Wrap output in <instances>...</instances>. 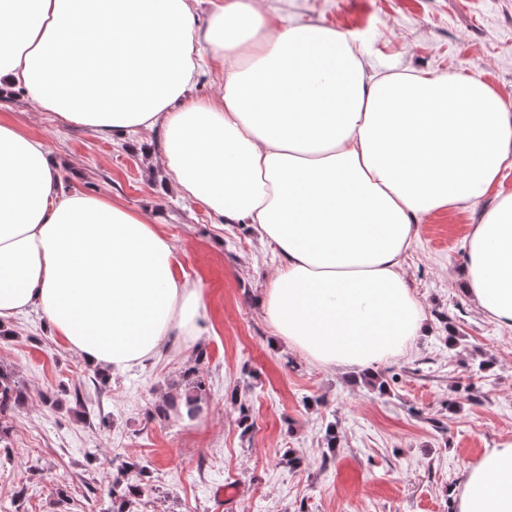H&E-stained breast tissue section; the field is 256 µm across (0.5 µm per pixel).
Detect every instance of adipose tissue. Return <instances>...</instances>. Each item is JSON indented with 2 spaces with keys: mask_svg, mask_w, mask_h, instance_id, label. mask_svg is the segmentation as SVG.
<instances>
[{
  "mask_svg": "<svg viewBox=\"0 0 512 512\" xmlns=\"http://www.w3.org/2000/svg\"><path fill=\"white\" fill-rule=\"evenodd\" d=\"M220 95L186 101L202 70ZM112 82L89 95L85 75ZM64 124L163 133L178 190L279 258L260 305L312 362L370 369L426 316L402 274L421 221L469 211L512 168V104L485 83L377 72L346 34L292 24L260 0H0V87ZM465 292L512 327V194L470 225ZM38 310L88 364L123 371L170 336L206 332L200 283L143 214L63 192L44 142L0 121V325ZM455 512H512V438L487 449Z\"/></svg>",
  "mask_w": 512,
  "mask_h": 512,
  "instance_id": "obj_1",
  "label": "adipose tissue"
}]
</instances>
